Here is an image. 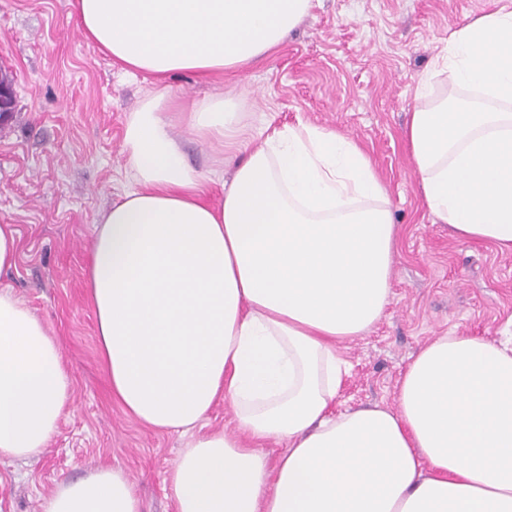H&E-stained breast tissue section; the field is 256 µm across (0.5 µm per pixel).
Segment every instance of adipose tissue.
I'll list each match as a JSON object with an SVG mask.
<instances>
[{"mask_svg": "<svg viewBox=\"0 0 512 512\" xmlns=\"http://www.w3.org/2000/svg\"><path fill=\"white\" fill-rule=\"evenodd\" d=\"M314 0H76L85 40L156 91L125 128L130 186L94 220L87 262L113 397L136 422L190 430L218 401L233 430L191 438L167 476L176 512H512V335L452 334L408 364L396 405L333 404L340 343L391 297L397 238L370 158L311 125L243 137L215 93L172 115L168 77L234 75L271 56ZM450 85L434 94L435 83ZM404 137L434 223L512 253V10L455 30ZM182 123L235 170L220 200ZM72 402L59 342L0 287V458L47 447ZM284 445L276 463L262 448ZM40 512H141L122 469L58 483Z\"/></svg>", "mask_w": 512, "mask_h": 512, "instance_id": "obj_1", "label": "adipose tissue"}]
</instances>
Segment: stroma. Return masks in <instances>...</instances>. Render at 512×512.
Masks as SVG:
<instances>
[{
	"label": "stroma",
	"mask_w": 512,
	"mask_h": 512,
	"mask_svg": "<svg viewBox=\"0 0 512 512\" xmlns=\"http://www.w3.org/2000/svg\"><path fill=\"white\" fill-rule=\"evenodd\" d=\"M512 0H315L283 45L257 66L203 81L169 77L181 105L221 92L272 127L310 124L355 139L372 160L398 227L392 295L364 336L341 343L349 364L337 407L394 406L397 384L435 337L498 338L512 320V255L452 238L432 223L403 131L416 88L450 33ZM0 66L14 110L0 123V224L15 225V268L0 277L62 347L73 402L47 448L0 459V512H39L58 482L123 469L142 512H175L165 489L182 438L132 420L102 365L86 264L97 214L128 180L126 120L152 89L87 42L70 0H0ZM187 161L230 181L217 147L175 124Z\"/></svg>",
	"instance_id": "35a3bbf8"
}]
</instances>
